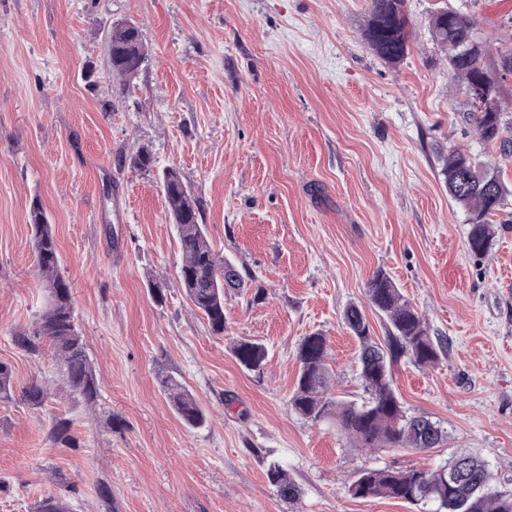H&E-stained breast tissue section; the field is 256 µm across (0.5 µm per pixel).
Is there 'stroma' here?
<instances>
[{"label":"stroma","instance_id":"1","mask_svg":"<svg viewBox=\"0 0 512 512\" xmlns=\"http://www.w3.org/2000/svg\"><path fill=\"white\" fill-rule=\"evenodd\" d=\"M451 6L488 41L512 32V0H405L414 41L381 60L363 30L370 0H0V512L50 495L70 512H433L434 503L353 497L366 467L436 468L466 451L512 492V213L484 256L440 176L458 145L499 168L428 19ZM139 26L148 60L130 81L109 68L107 33ZM154 164H130L140 149ZM178 169L214 250L247 275L224 297L215 335L178 279L182 252L162 187ZM39 204L99 388L94 406L59 388L49 341L31 354L46 303L28 223ZM388 272L448 349L435 366L401 358L393 387L449 435L427 452L354 447L334 420L289 405L304 336L329 344L333 394L361 400L358 341L342 321ZM163 301H155L154 289ZM264 343L262 373L235 341ZM172 375L208 420L185 426L159 386ZM49 384L44 405L24 389ZM58 419L77 448L55 444ZM278 460L299 490L280 498ZM64 494V493H63ZM266 477L268 482L276 488L277 493L284 500L296 502L299 499L295 483L281 464L275 461L270 462L266 468Z\"/></svg>","mask_w":512,"mask_h":512}]
</instances>
